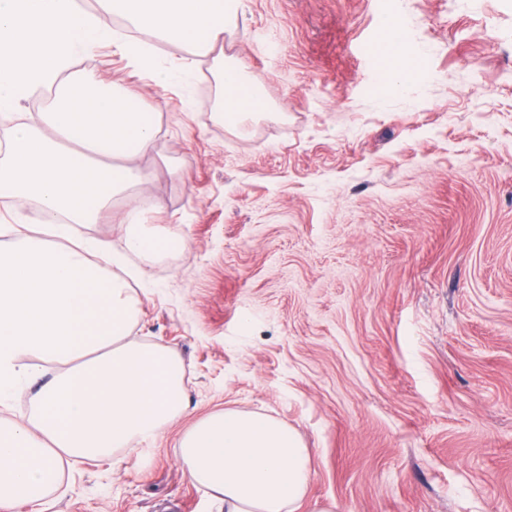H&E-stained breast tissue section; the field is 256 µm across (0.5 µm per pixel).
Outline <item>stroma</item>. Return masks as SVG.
I'll use <instances>...</instances> for the list:
<instances>
[{"instance_id": "stroma-1", "label": "stroma", "mask_w": 512, "mask_h": 512, "mask_svg": "<svg viewBox=\"0 0 512 512\" xmlns=\"http://www.w3.org/2000/svg\"><path fill=\"white\" fill-rule=\"evenodd\" d=\"M396 17L382 83L363 55ZM155 87L109 43L74 70L156 113L135 165L181 251L132 256L130 335L185 367L187 407L117 460H73L43 512H220L178 459L225 408L311 451L300 512H512V0H246L224 38L268 110L217 123L212 57L159 44ZM407 43L405 28L393 19L386 20L382 25V44L388 55H396ZM368 61L372 65V69L376 72H379L380 67V79L386 84L392 82L395 85L402 87L411 81L414 72L413 68L396 72L386 61H381L380 65L379 56L376 52L368 55Z\"/></svg>"}]
</instances>
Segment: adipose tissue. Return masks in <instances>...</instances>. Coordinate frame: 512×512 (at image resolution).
I'll return each instance as SVG.
<instances>
[{"mask_svg": "<svg viewBox=\"0 0 512 512\" xmlns=\"http://www.w3.org/2000/svg\"><path fill=\"white\" fill-rule=\"evenodd\" d=\"M0 0V112L14 113L0 158V198L36 201L64 216L40 231L0 225V401L28 384L27 425L0 423V512H42L64 463L116 454L156 436L186 406L182 361L128 336L138 299L109 271L122 254L154 255L172 242L146 228L157 204L135 157L154 148L158 124L138 97L71 71L73 59L110 41L111 17L166 42L213 54L245 0ZM224 121L237 125L267 108L241 62L214 55ZM53 88L37 120L19 114L27 93ZM127 209L117 242L75 236L114 201ZM35 353L65 364L44 378L21 364ZM179 460L224 512H298L311 477L300 434L258 412L210 413L178 440Z\"/></svg>", "mask_w": 512, "mask_h": 512, "instance_id": "ef3b65f1", "label": "adipose tissue"}]
</instances>
